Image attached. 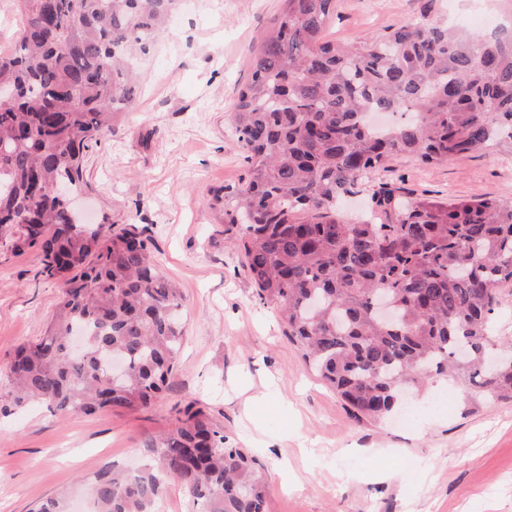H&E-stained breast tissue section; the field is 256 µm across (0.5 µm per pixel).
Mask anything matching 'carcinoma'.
<instances>
[{
	"instance_id": "carcinoma-1",
	"label": "carcinoma",
	"mask_w": 512,
	"mask_h": 512,
	"mask_svg": "<svg viewBox=\"0 0 512 512\" xmlns=\"http://www.w3.org/2000/svg\"><path fill=\"white\" fill-rule=\"evenodd\" d=\"M21 26L0 51V231L12 250L38 246L60 282L44 336L18 347L0 414L31 402L63 416L150 407L178 367L183 297L135 226L85 224L57 191L80 189L83 152L137 95L131 58L147 54L173 0H16ZM258 36L235 105L245 184L215 191L224 241L241 255L283 334L353 410L398 414L404 383L468 380L512 402V356L495 371L490 314L512 282V202L435 204L381 185L369 215L339 202L407 154L442 162L491 145L512 149V34L476 40L426 9L380 38L327 39L336 0H283ZM370 112L413 113L376 134ZM397 318L375 314L379 295ZM124 359L109 376L106 360ZM150 463L104 471L97 512H155L180 484L193 512H269L246 448L186 407L175 429L144 441Z\"/></svg>"
}]
</instances>
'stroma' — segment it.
I'll use <instances>...</instances> for the list:
<instances>
[{
    "instance_id": "stroma-1",
    "label": "stroma",
    "mask_w": 512,
    "mask_h": 512,
    "mask_svg": "<svg viewBox=\"0 0 512 512\" xmlns=\"http://www.w3.org/2000/svg\"><path fill=\"white\" fill-rule=\"evenodd\" d=\"M433 15L481 35L506 25V0H336L330 38L382 37ZM282 0H178L148 56L140 93L84 152L79 198L92 222L136 225L160 272L183 294L185 343L164 396L147 409L60 418L44 406L0 417V512L49 498L86 512L105 470L146 459L145 439L171 431L193 403L264 467L270 512H512V402H484L455 381L452 416L410 392L413 420L355 419L288 341L260 301L211 192L242 186L245 154L233 103L251 77L258 34ZM408 198L512 202V156L489 148L446 162L395 156L382 175ZM38 248L0 244V372L18 345L43 335L60 291Z\"/></svg>"
}]
</instances>
